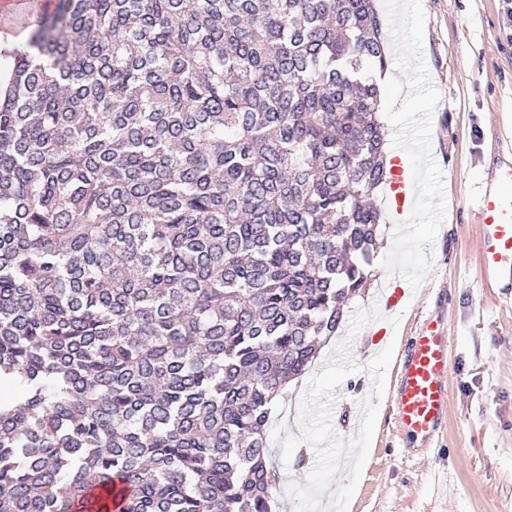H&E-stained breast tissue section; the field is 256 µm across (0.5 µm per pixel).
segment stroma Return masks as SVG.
<instances>
[{
  "instance_id": "obj_1",
  "label": "stroma",
  "mask_w": 512,
  "mask_h": 512,
  "mask_svg": "<svg viewBox=\"0 0 512 512\" xmlns=\"http://www.w3.org/2000/svg\"><path fill=\"white\" fill-rule=\"evenodd\" d=\"M424 59L439 90L432 151L443 172L446 218L419 287L392 282L390 187L377 189L376 287L349 301L310 369L288 386L285 417L268 428L282 478L276 512H503L512 503V296L481 281L482 229L469 196L512 154V0H421ZM57 0H0V44L25 43ZM433 316L446 320L452 371L437 444L408 455L389 403L397 356ZM357 348L340 366L345 339Z\"/></svg>"
}]
</instances>
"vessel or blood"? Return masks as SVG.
Listing matches in <instances>:
<instances>
[{
    "label": "vessel or blood",
    "instance_id": "vessel-or-blood-1",
    "mask_svg": "<svg viewBox=\"0 0 512 512\" xmlns=\"http://www.w3.org/2000/svg\"><path fill=\"white\" fill-rule=\"evenodd\" d=\"M471 209L481 228L485 285L512 289V168L478 179L471 191ZM452 359L445 323L428 320L407 342L400 358L397 384L390 403L409 453L432 447L445 418L446 383Z\"/></svg>",
    "mask_w": 512,
    "mask_h": 512
}]
</instances>
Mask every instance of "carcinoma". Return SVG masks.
I'll return each instance as SVG.
<instances>
[{
  "instance_id": "cac0c4a2",
  "label": "carcinoma",
  "mask_w": 512,
  "mask_h": 512,
  "mask_svg": "<svg viewBox=\"0 0 512 512\" xmlns=\"http://www.w3.org/2000/svg\"><path fill=\"white\" fill-rule=\"evenodd\" d=\"M4 56L0 512H272L373 277L375 0H58Z\"/></svg>"
}]
</instances>
